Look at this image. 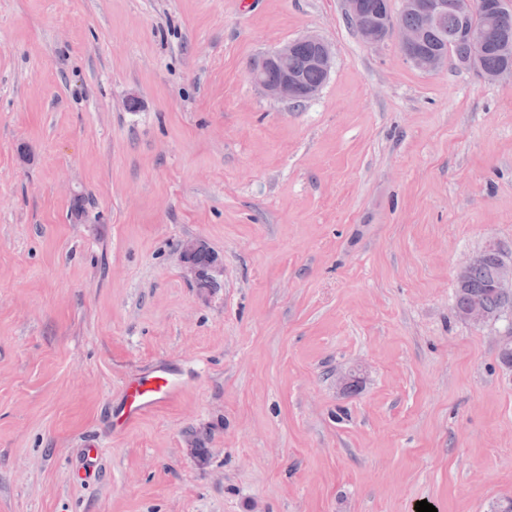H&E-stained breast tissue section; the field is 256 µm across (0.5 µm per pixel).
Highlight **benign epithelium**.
Masks as SVG:
<instances>
[{
	"label": "benign epithelium",
	"instance_id": "benign-epithelium-1",
	"mask_svg": "<svg viewBox=\"0 0 512 512\" xmlns=\"http://www.w3.org/2000/svg\"><path fill=\"white\" fill-rule=\"evenodd\" d=\"M505 0H454L456 12L469 22L465 35L472 44L473 53L478 55L495 39L492 21L493 13L504 9ZM448 10V0H402V11L416 12L424 24L419 27L405 25L401 19L393 17L391 0H382L379 12L374 16L362 13L360 0H345V13L356 24V31L364 43L379 45L391 38L397 40L405 59L414 67L434 72L448 64V53L435 51L426 58L422 49L428 39V26ZM301 46H308L312 54L308 63L329 78L333 67V52L330 44L315 33H305L290 40L256 60L248 70L251 81L269 98L282 102L309 101L316 98L323 85L305 86L292 66L295 53ZM208 253L210 264L202 267L197 257ZM182 272L205 295L218 284L223 273L222 257L212 251L200 238H191L180 244ZM493 287L503 296L512 297V261L501 258L493 271ZM465 320L479 326L490 321L489 314L477 301L471 302L465 313Z\"/></svg>",
	"mask_w": 512,
	"mask_h": 512
}]
</instances>
